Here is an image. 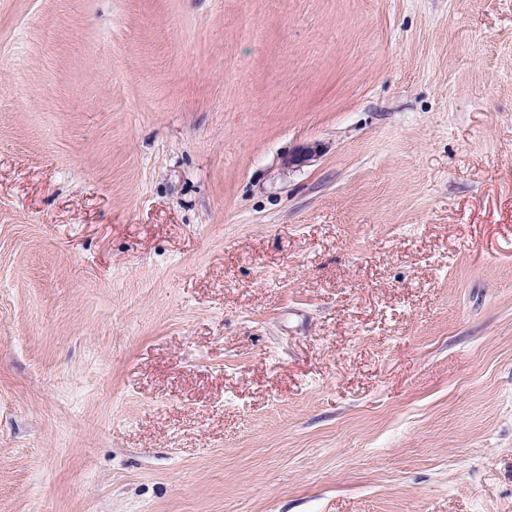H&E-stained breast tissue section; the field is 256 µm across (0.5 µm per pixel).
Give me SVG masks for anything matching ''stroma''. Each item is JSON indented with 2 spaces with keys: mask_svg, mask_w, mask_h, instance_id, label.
<instances>
[{
  "mask_svg": "<svg viewBox=\"0 0 512 512\" xmlns=\"http://www.w3.org/2000/svg\"><path fill=\"white\" fill-rule=\"evenodd\" d=\"M0 512H512V0H0Z\"/></svg>",
  "mask_w": 512,
  "mask_h": 512,
  "instance_id": "stroma-1",
  "label": "stroma"
}]
</instances>
